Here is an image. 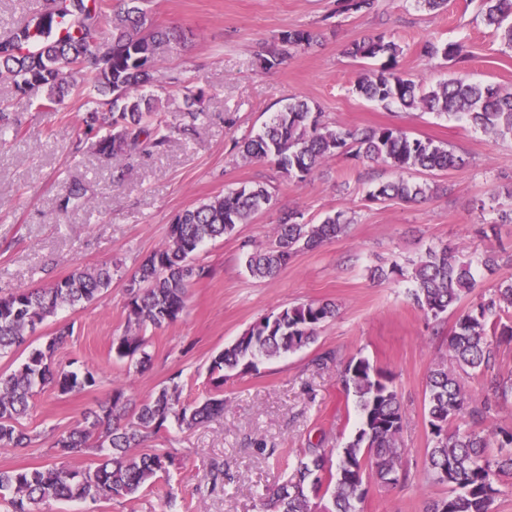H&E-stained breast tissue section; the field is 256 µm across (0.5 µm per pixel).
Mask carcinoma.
I'll return each mask as SVG.
<instances>
[{
    "instance_id": "obj_1",
    "label": "carcinoma",
    "mask_w": 512,
    "mask_h": 512,
    "mask_svg": "<svg viewBox=\"0 0 512 512\" xmlns=\"http://www.w3.org/2000/svg\"><path fill=\"white\" fill-rule=\"evenodd\" d=\"M149 0H45L24 27L0 36V78L13 82L22 96L40 97V109L57 112L65 97L95 92L84 123L86 133L105 130L91 142L106 161L131 156L150 145L165 147L175 132L186 133L198 121L199 95L188 92L183 122L155 119L152 98L138 93L151 83L161 54L180 38L174 29L152 27ZM376 0H338L340 11L369 13ZM482 20L499 32L504 48L512 50V0H479ZM316 35L305 29L282 32L256 53L262 68L279 64L288 50L310 46ZM427 58L451 61L456 72L426 87L405 77L398 68L399 46L385 33L367 35L351 44L349 56L382 60L381 67L358 77V95L368 101L396 103L406 110L421 109L454 116L485 134L512 138V91L494 84L470 81L468 56L456 42L425 40L417 45ZM240 152L249 160H267L289 177L303 181L318 168L345 155L382 163L396 172H444L461 168L466 160L429 139L411 136L395 127L362 131L336 129L322 113L304 100L288 103L264 131L242 140ZM426 182L402 176L379 184L369 199L416 201L426 196ZM271 202L261 185L243 187L178 213L169 225L166 241L147 255L127 286V327L112 338V356L142 368L151 359L144 328L176 322L187 309L188 290L210 274L195 257L205 241L231 235L237 225ZM88 203L84 187L74 183L60 201L63 210ZM288 212L277 225L268 247L246 255L248 273L270 279L288 267L297 253L315 250L347 227L344 212L328 215L319 224L298 221ZM498 267L494 253L463 260L456 249L430 248L412 273L410 296L426 316L440 318L456 307L476 286L478 269ZM112 283L107 266L77 268L44 288H19L0 294V358L24 346L34 327L57 311L95 300ZM512 280L498 282L456 319L448 336V358L433 364L426 387L427 423L431 447L425 468L433 482L448 487V495L429 502L426 512H490L499 485L512 478V430L479 429L493 404L477 405L461 376H481L482 385L497 398L496 405L512 400V375L495 371L497 348L512 340ZM336 316V304L312 300L259 318L234 343L215 355L210 373L216 386L226 373L257 369V361L293 353L314 343L319 328ZM73 326L55 330L39 348L11 372H0V449L18 453L32 444L19 428L39 389L59 396L79 394L97 386L95 374L80 373L55 363V355L72 337ZM344 389L356 399L360 423L337 460L322 448H311L288 470L279 484L261 497L262 512H315L313 499L330 497L328 512H361L359 504L373 480L389 486L407 476L406 449L400 445L404 415L393 375L364 356L350 359L341 372ZM179 375L170 378L154 395L137 404L122 388L110 399L84 413L82 422L54 441L62 456L99 453L93 465L81 468L46 466L0 470V512H35L47 498L93 501L135 499L145 486L175 465L169 451L134 453L151 436L174 424L192 428L224 413L217 396L199 404L181 401ZM496 449L492 454L489 449Z\"/></svg>"
}]
</instances>
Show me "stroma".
Wrapping results in <instances>:
<instances>
[{
    "label": "stroma",
    "mask_w": 512,
    "mask_h": 512,
    "mask_svg": "<svg viewBox=\"0 0 512 512\" xmlns=\"http://www.w3.org/2000/svg\"><path fill=\"white\" fill-rule=\"evenodd\" d=\"M150 9L154 25L184 34L153 71L149 92L158 117L178 123L187 90L201 91L205 114L195 132L174 135L164 150L108 163L91 152L85 100L72 95L58 112L32 107L19 113V132L0 137V293L39 288L81 266L115 267L111 286L93 302L59 311L31 338L40 346L59 324L73 323L74 334L55 360L97 371L100 385L66 398L38 391L20 421L35 442L21 453L0 451V469L90 465V453L60 457L53 438L108 399L113 388L129 385L141 401L177 374L182 400L218 394L224 412L199 427H172L148 438L146 448L175 453L177 465L169 475L134 500L49 498L38 512H160L171 495L178 512H261L258 494L277 484L283 469L309 446L337 452L355 434L359 412L340 371L361 355L394 376L405 415L400 444L408 462V477L398 484L369 482L364 512H425L429 501L448 493L424 466L430 443L426 381L432 363L448 355L458 311L428 319L409 298L410 277L375 279L371 271L394 261L408 270L428 248L450 245L463 259L486 251L499 255L495 274L478 273L476 293L512 279V224L496 221L498 210L512 208L506 195L512 187V139L357 96L352 88L367 64L345 50L369 33H386L401 48L400 70L429 87L446 79L452 67L420 56L417 44L454 41L469 57L471 81L507 88L512 50L484 25L476 5L464 0H448L439 13L425 11L416 0H377L368 14L340 12L337 0H151ZM293 29L313 30L318 40L290 51L272 69L260 68L258 46ZM295 98L317 104L333 127H396L447 147L466 164L428 175L431 190L423 199L376 202L368 191L395 173L365 159L336 157L301 182L273 164L242 159L237 142L261 132ZM74 180L84 185L90 204L60 210ZM255 184L269 189L270 206L233 235L202 246L196 261L211 274L190 288L183 317L147 328L150 366L137 371L113 359L112 339L127 326V285L142 259L163 244L175 215ZM289 210L313 224L341 211L350 224L318 250L299 252L277 277L252 279L242 242L270 245L280 216ZM311 300L337 306L313 344L262 361L257 370L231 372L223 387H214L213 355L260 317ZM327 352L334 359L325 363L321 357Z\"/></svg>",
    "instance_id": "stroma-1"
}]
</instances>
